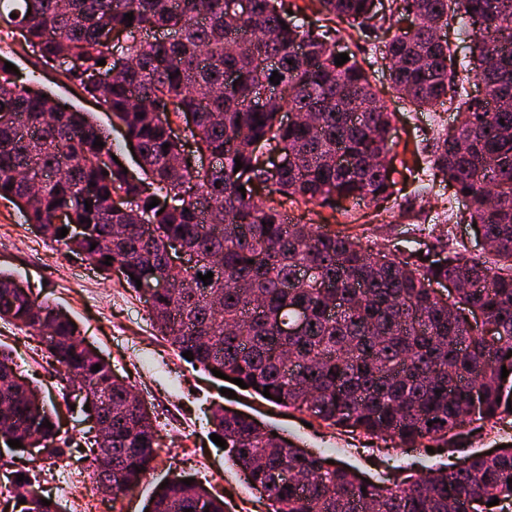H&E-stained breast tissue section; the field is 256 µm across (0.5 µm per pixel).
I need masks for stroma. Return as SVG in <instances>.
I'll use <instances>...</instances> for the list:
<instances>
[{"instance_id":"35a3bbf8","label":"stroma","mask_w":512,"mask_h":512,"mask_svg":"<svg viewBox=\"0 0 512 512\" xmlns=\"http://www.w3.org/2000/svg\"><path fill=\"white\" fill-rule=\"evenodd\" d=\"M346 49L370 65L377 89L395 114L391 130L394 166L408 165L413 173L425 167L426 158L417 148L424 135L434 129L427 113L415 111L393 94L387 69L373 44L350 43ZM1 56L11 59L20 73L40 74L48 92L108 130L123 159H130V148L122 131L113 128L106 106L81 99L76 86L62 76L58 67L44 65L32 49L21 48L18 40L4 33H0ZM418 187L413 174L407 177L383 210L367 202L349 205L344 211L311 204L294 206L290 213L296 221L319 226L324 232H351L363 246L389 255L416 250L433 256L440 253L442 241L452 238L464 243L467 255H480L479 233L468 209L457 207L450 221H439L448 188H438L436 195L424 198ZM36 239L22 210L0 199V269L11 272L35 296L62 309L78 325L85 342L132 386L155 420L160 449L154 468L141 485L117 500L116 512H141L156 486L176 474L192 475L223 495L226 512H268L266 501L229 466L223 449L210 439V409L216 403L252 415L286 441L317 451L333 463L355 467L363 477H382L383 454L369 438L319 422L309 423L307 414L277 406L241 388L232 398L221 394L219 381L182 360L158 334L143 295L124 288L119 275L107 277L86 269L84 261L65 256L63 247L57 244L47 243V256L36 255L30 249ZM0 346L12 352L19 374L40 387L47 403L55 405L63 429L82 437L86 429L83 419L68 412L59 397L56 374L48 366L38 339L0 320ZM0 463L12 470H27L39 481L43 495L58 501L65 512H79V500L64 495L47 477L53 461L36 453L17 459L6 452L0 454Z\"/></svg>"}]
</instances>
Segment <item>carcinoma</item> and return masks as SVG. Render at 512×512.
Listing matches in <instances>:
<instances>
[{"label":"carcinoma","mask_w":512,"mask_h":512,"mask_svg":"<svg viewBox=\"0 0 512 512\" xmlns=\"http://www.w3.org/2000/svg\"><path fill=\"white\" fill-rule=\"evenodd\" d=\"M248 2L244 14L237 0H0V30L16 31L20 44L77 81L84 97L106 105L140 169L123 173L106 132L44 94L36 76L23 82L1 60L0 199L39 190L26 211L34 232L106 276L120 271L136 293L138 279L171 284L147 300L148 311L178 354L193 353L191 365L241 378L259 396L267 386L269 401L280 398L328 427L400 446L425 439L445 445L467 435L472 421L495 424L512 415V0H387L384 14L382 0ZM314 6L326 24L298 23ZM394 19L410 23L391 35ZM338 21L360 40L383 43L399 98L423 112H456L454 128L426 141L428 169L470 208L491 260L451 250L445 260L417 251L392 258L352 235L289 217V205H379L394 194V113L356 59L335 65ZM451 27L471 43L461 59L448 36H438ZM275 71L283 76L280 100L255 107ZM471 77L483 97L464 93ZM282 112L299 119L286 126ZM187 118L192 125L177 135L173 124ZM97 139L103 147H93ZM189 143L214 163L182 166ZM274 150L279 166L266 159ZM338 153L347 165H336ZM118 193L127 198L123 209L110 204ZM154 198L159 204L147 208ZM58 212L66 215L62 225L53 223ZM86 218L85 232L71 231ZM63 227L68 234L60 238ZM172 239L196 255L194 266H170ZM209 272L206 285L198 274ZM442 280L465 288L448 303L431 288ZM477 313L492 335L469 322ZM0 320L40 338L64 403L65 379L95 387L107 424L101 436L75 441L1 350L0 442L18 439L12 452L25 453L37 434L47 459L77 448L90 460L94 487L111 485L114 499L139 485L159 444L152 416L129 400L131 386L71 318L1 271ZM290 325L297 333L283 332ZM211 423L272 512L512 509V448L378 484L222 405ZM102 456L112 468L100 473ZM287 469L305 483L286 481ZM19 475L0 473V484L24 489L3 498L0 512H61L55 501L43 505L40 488ZM181 479L155 489L148 512H198L200 505L224 512L221 496ZM495 498L499 504L486 506Z\"/></svg>","instance_id":"carcinoma-1"}]
</instances>
